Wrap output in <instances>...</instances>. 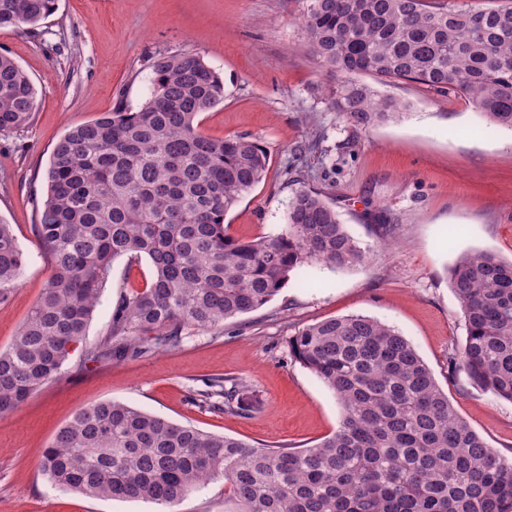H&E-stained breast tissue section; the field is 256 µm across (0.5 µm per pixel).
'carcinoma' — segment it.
<instances>
[{
	"label": "carcinoma",
	"mask_w": 512,
	"mask_h": 512,
	"mask_svg": "<svg viewBox=\"0 0 512 512\" xmlns=\"http://www.w3.org/2000/svg\"><path fill=\"white\" fill-rule=\"evenodd\" d=\"M56 0H0V28L35 26ZM308 47L343 76L332 104L359 126L406 111L354 79L405 81L471 101L487 126L512 132V6L451 8L447 0H308ZM135 112L118 103L55 145L36 235L52 273L10 344L0 349V416L59 378L83 341L115 259L146 257L153 277L122 295L107 336L87 357L124 360L178 346L191 331L270 302L312 263L360 265L365 251L320 194L296 191L286 229L250 241L224 217L265 177L268 156L247 136L216 139L201 113L224 102L202 57L158 55ZM36 107L27 73L0 53V132ZM26 256L0 222V302ZM449 285L464 315V346L449 362L512 402V260L457 258ZM291 356L337 397L336 431L309 448L252 446L173 422L126 402L78 411L44 449L51 484L92 499L174 506L216 478L240 512H512V461L463 420L413 346L364 315L325 319L288 341ZM200 396L245 416L258 399L242 379L215 375Z\"/></svg>",
	"instance_id": "cac0c4a2"
}]
</instances>
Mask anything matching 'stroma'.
Instances as JSON below:
<instances>
[{"mask_svg": "<svg viewBox=\"0 0 512 512\" xmlns=\"http://www.w3.org/2000/svg\"><path fill=\"white\" fill-rule=\"evenodd\" d=\"M306 0H58L37 26L0 29V52L30 77L37 107L27 125L0 132V221L27 256L19 285L0 303L6 347L45 287L49 254L34 226L56 142L72 127L146 99L149 61L193 52L224 81V101L200 116L213 138L244 135L269 157L266 177L224 218L234 238L280 233L291 201L321 194L366 251L364 264L333 270L309 264L265 306L195 332L177 348L142 358L89 361L119 296L142 291L148 259L114 260L70 372L0 417V512H163L147 501L91 499L52 486L40 460L80 409L120 400L177 423L249 443L306 448L338 427L341 406L296 362L288 340L303 326L361 314L394 327L428 365L460 416L512 460V402L477 387L448 356L466 339L449 269L472 251L512 259V133L488 129L463 97L414 84L378 86L407 102L399 117L360 128L332 106L336 76L307 45ZM394 245L382 250L380 227ZM214 375L241 378L260 400L250 416L201 406ZM173 512H238L215 480L190 491Z\"/></svg>", "mask_w": 512, "mask_h": 512, "instance_id": "obj_1", "label": "stroma"}]
</instances>
